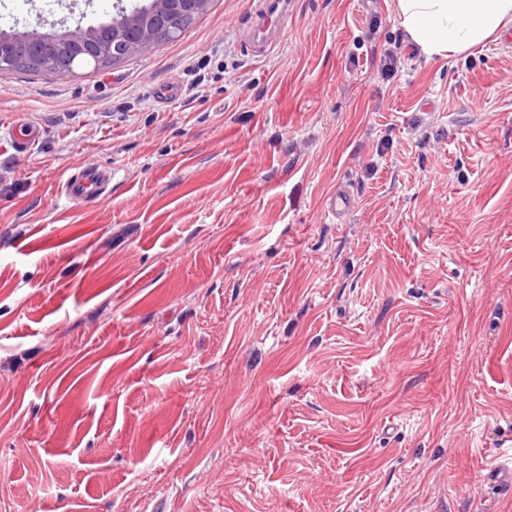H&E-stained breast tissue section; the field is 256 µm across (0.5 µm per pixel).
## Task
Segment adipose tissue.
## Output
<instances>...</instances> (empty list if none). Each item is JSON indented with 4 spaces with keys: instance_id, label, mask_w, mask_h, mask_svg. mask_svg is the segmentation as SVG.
<instances>
[{
    "instance_id": "obj_1",
    "label": "adipose tissue",
    "mask_w": 512,
    "mask_h": 512,
    "mask_svg": "<svg viewBox=\"0 0 512 512\" xmlns=\"http://www.w3.org/2000/svg\"><path fill=\"white\" fill-rule=\"evenodd\" d=\"M410 42L427 57L464 53L512 22V0H396Z\"/></svg>"
}]
</instances>
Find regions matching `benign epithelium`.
I'll return each mask as SVG.
<instances>
[{
	"label": "benign epithelium",
	"mask_w": 512,
	"mask_h": 512,
	"mask_svg": "<svg viewBox=\"0 0 512 512\" xmlns=\"http://www.w3.org/2000/svg\"><path fill=\"white\" fill-rule=\"evenodd\" d=\"M208 0H149V4L128 12L119 9L108 26H88L73 30L41 32L0 31V70L13 69L17 43L32 45L33 59L29 65L52 72L58 76L74 74L64 68L61 61L67 58L93 57L98 60H116L131 52L145 51L163 35L170 39L179 37L183 30L173 26V16L190 8L201 13Z\"/></svg>",
	"instance_id": "1"
}]
</instances>
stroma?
<instances>
[{
    "instance_id": "obj_1",
    "label": "stroma",
    "mask_w": 512,
    "mask_h": 512,
    "mask_svg": "<svg viewBox=\"0 0 512 512\" xmlns=\"http://www.w3.org/2000/svg\"><path fill=\"white\" fill-rule=\"evenodd\" d=\"M140 2L0 0V30ZM251 21L0 72V131H43L0 140V512H512L481 481L512 465V46L429 59L395 0H288L258 57ZM90 160L107 192L66 202ZM42 138L41 131L34 125L21 123L13 126L7 133V139L11 145L20 152L28 151ZM355 205V197L353 192L344 187L330 194L326 200V209L328 214L341 219L347 215Z\"/></svg>"
}]
</instances>
